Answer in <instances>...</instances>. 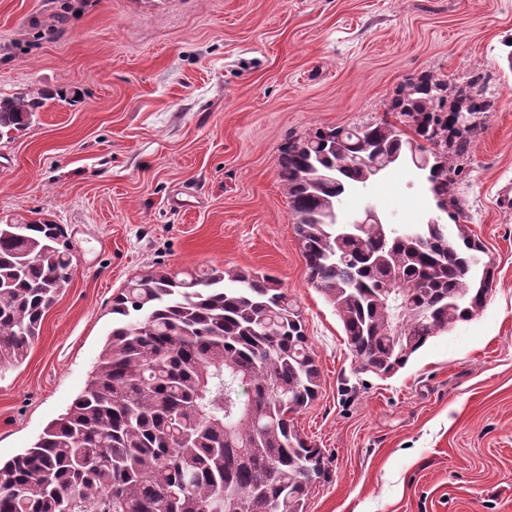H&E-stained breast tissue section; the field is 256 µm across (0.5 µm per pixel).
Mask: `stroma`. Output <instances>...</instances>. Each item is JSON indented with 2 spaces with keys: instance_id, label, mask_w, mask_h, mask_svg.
I'll list each match as a JSON object with an SVG mask.
<instances>
[{
  "instance_id": "stroma-1",
  "label": "stroma",
  "mask_w": 512,
  "mask_h": 512,
  "mask_svg": "<svg viewBox=\"0 0 512 512\" xmlns=\"http://www.w3.org/2000/svg\"><path fill=\"white\" fill-rule=\"evenodd\" d=\"M512 0H0V94L46 100L0 140V219L62 224L71 283L26 360L0 373V458L30 448L90 380L112 297L163 265L271 275L322 371L297 418L329 475L308 512H512ZM480 77L467 159L448 187L494 273L484 310L395 374L354 368L308 282L278 176L312 130L394 119L407 79ZM397 224L434 204L399 166L345 196Z\"/></svg>"
}]
</instances>
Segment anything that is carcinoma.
Here are the masks:
<instances>
[{
  "label": "carcinoma",
  "mask_w": 512,
  "mask_h": 512,
  "mask_svg": "<svg viewBox=\"0 0 512 512\" xmlns=\"http://www.w3.org/2000/svg\"><path fill=\"white\" fill-rule=\"evenodd\" d=\"M42 103L0 97V140ZM486 87L425 73L386 119L316 130L289 143L279 179L309 284L339 317L361 370L389 374L430 338L478 316L493 271L458 217L424 224L336 223L343 195L391 168L424 164L448 197L471 151L461 110L488 111ZM75 256L61 224L0 222V372L24 362ZM112 331L84 390L34 446L0 460V512H307L328 469L296 417L322 372L302 310L267 275L162 265L112 298Z\"/></svg>",
  "instance_id": "obj_1"
}]
</instances>
